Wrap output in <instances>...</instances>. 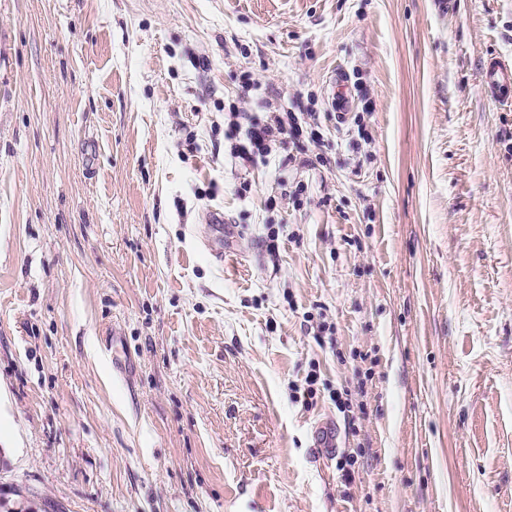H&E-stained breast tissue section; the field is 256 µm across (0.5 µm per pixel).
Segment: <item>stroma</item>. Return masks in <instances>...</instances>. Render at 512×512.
<instances>
[{
    "label": "stroma",
    "mask_w": 512,
    "mask_h": 512,
    "mask_svg": "<svg viewBox=\"0 0 512 512\" xmlns=\"http://www.w3.org/2000/svg\"><path fill=\"white\" fill-rule=\"evenodd\" d=\"M493 53L512 0H0V490L47 512H512ZM232 108L315 136L244 171ZM326 420L351 475L313 454Z\"/></svg>",
    "instance_id": "1"
}]
</instances>
